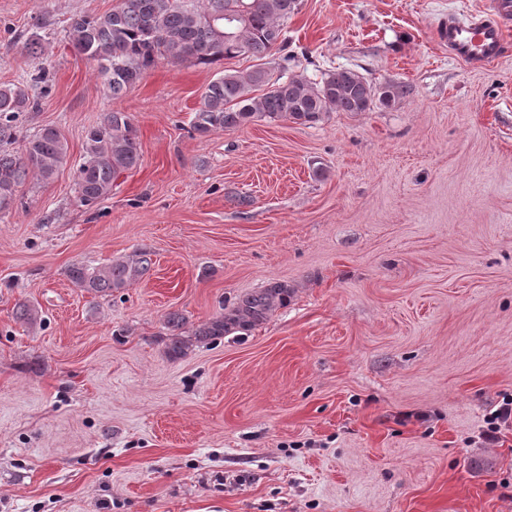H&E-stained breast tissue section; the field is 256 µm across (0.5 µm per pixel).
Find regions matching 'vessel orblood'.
<instances>
[{"label": "vessel or blood", "instance_id": "1", "mask_svg": "<svg viewBox=\"0 0 512 512\" xmlns=\"http://www.w3.org/2000/svg\"><path fill=\"white\" fill-rule=\"evenodd\" d=\"M441 36L456 59L471 65L490 63L504 50L503 25L481 15L466 22L449 21Z\"/></svg>", "mask_w": 512, "mask_h": 512}]
</instances>
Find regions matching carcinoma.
<instances>
[{"instance_id":"carcinoma-1","label":"carcinoma","mask_w":512,"mask_h":512,"mask_svg":"<svg viewBox=\"0 0 512 512\" xmlns=\"http://www.w3.org/2000/svg\"><path fill=\"white\" fill-rule=\"evenodd\" d=\"M297 7L298 0H121L110 12L73 17L69 41L77 55L97 63L98 77L116 98L162 60L210 65L240 55L267 58L283 43L284 22ZM46 81L41 67L26 85H0V213L13 207L27 178L48 181L66 161V143L52 127L42 129L18 153L6 149L20 113L39 106V95L30 89ZM262 86L266 92L254 95ZM408 93L405 84L375 85L350 69L327 70L314 82L284 75L274 80L264 67L225 71L206 86L190 124L200 137L262 119L289 118L313 126L332 109L365 112L376 101L390 106ZM86 138L77 185L80 203L93 207L112 192L122 173L139 165L141 146L136 127L123 112L110 113ZM151 266L150 253L139 251L98 270L73 264L68 276L83 292L110 295L138 282ZM290 294L288 284L273 279L224 305L222 313L189 333L185 317L171 312L166 317L168 353L178 358L197 342L248 332L287 305Z\"/></svg>"}]
</instances>
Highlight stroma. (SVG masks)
Returning <instances> with one entry per match:
<instances>
[{"label": "stroma", "instance_id": "stroma-1", "mask_svg": "<svg viewBox=\"0 0 512 512\" xmlns=\"http://www.w3.org/2000/svg\"><path fill=\"white\" fill-rule=\"evenodd\" d=\"M118 4L0 0V84L52 79L11 148L68 144L0 214V512H512V427L479 441L512 397V23L475 69L439 32L490 0H298L270 66L409 95L199 137L208 83L253 59L164 60L112 98L68 29ZM113 111L141 161L89 209L76 170ZM137 251L151 270L110 296L66 275ZM273 279L294 294L267 322L168 355L169 313Z\"/></svg>", "mask_w": 512, "mask_h": 512}]
</instances>
